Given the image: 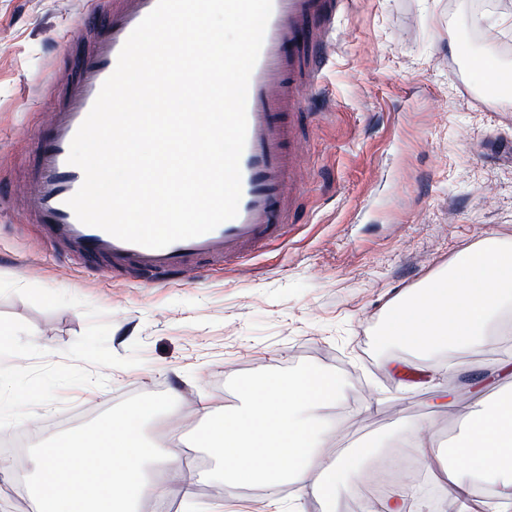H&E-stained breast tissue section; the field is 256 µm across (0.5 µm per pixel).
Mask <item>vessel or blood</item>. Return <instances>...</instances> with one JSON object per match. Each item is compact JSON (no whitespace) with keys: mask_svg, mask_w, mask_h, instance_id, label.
Here are the masks:
<instances>
[{"mask_svg":"<svg viewBox=\"0 0 512 512\" xmlns=\"http://www.w3.org/2000/svg\"><path fill=\"white\" fill-rule=\"evenodd\" d=\"M156 3L112 0L107 5L102 28L87 37L67 93L47 118L30 195L34 219L52 242L103 270L130 271L152 284L190 272L195 260L246 257L284 235L306 190L301 173L309 163L307 109L325 66L326 42L350 0H273L248 86L238 215L202 236L151 249L82 224L67 201L84 179L68 162L71 141L127 37Z\"/></svg>","mask_w":512,"mask_h":512,"instance_id":"b4317fda","label":"vessel or blood"}]
</instances>
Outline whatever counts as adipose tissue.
<instances>
[{
    "instance_id": "1",
    "label": "adipose tissue",
    "mask_w": 512,
    "mask_h": 512,
    "mask_svg": "<svg viewBox=\"0 0 512 512\" xmlns=\"http://www.w3.org/2000/svg\"><path fill=\"white\" fill-rule=\"evenodd\" d=\"M245 403L232 413L201 407L204 447L216 453L220 478L275 490L288 485L321 512H339L342 490L381 457L376 448H330L321 409L335 405V376L316 370L283 377L265 373L243 386ZM150 404L128 407L101 429L70 431L42 448L26 485L32 512H139L150 499L181 498L211 472L183 466L163 442L147 439ZM464 435L452 447L458 462L441 486L453 512H512V394L462 407Z\"/></svg>"
}]
</instances>
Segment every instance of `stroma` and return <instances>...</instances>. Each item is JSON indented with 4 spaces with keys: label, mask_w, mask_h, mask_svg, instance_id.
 <instances>
[{
    "label": "stroma",
    "mask_w": 512,
    "mask_h": 512,
    "mask_svg": "<svg viewBox=\"0 0 512 512\" xmlns=\"http://www.w3.org/2000/svg\"><path fill=\"white\" fill-rule=\"evenodd\" d=\"M512 0H353L329 42L312 110L306 194L284 239L243 262H206L164 285L99 275L56 256L26 211L27 177L51 107L75 67L87 0H0V462L27 482L41 446L95 430L131 404L170 414L180 459H216L196 406L230 411L259 374H335L333 448L376 442L383 472L410 425L435 438L442 472L461 431L447 392L493 403L512 386L491 366L512 359L494 327L474 348L375 354L388 306L445 273L466 248L512 241V97H489V59L512 44ZM195 500L213 512H319L289 486L236 491L214 479Z\"/></svg>",
    "instance_id": "1"
}]
</instances>
